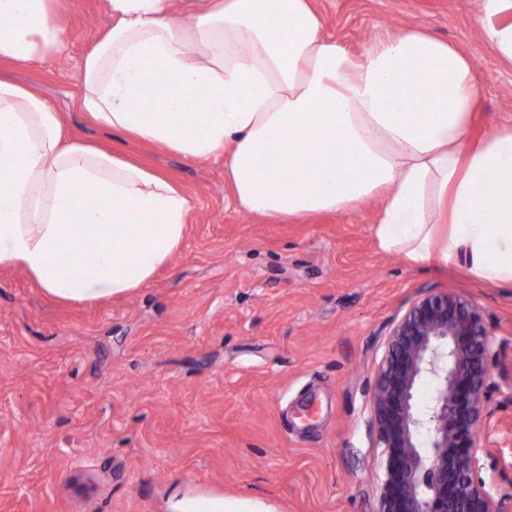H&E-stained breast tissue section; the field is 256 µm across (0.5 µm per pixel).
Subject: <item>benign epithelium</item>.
Listing matches in <instances>:
<instances>
[{
	"label": "benign epithelium",
	"mask_w": 512,
	"mask_h": 512,
	"mask_svg": "<svg viewBox=\"0 0 512 512\" xmlns=\"http://www.w3.org/2000/svg\"><path fill=\"white\" fill-rule=\"evenodd\" d=\"M493 328L479 305L422 288L393 324L368 391L369 428L386 456L377 512H512L481 476ZM431 402L417 403L424 379Z\"/></svg>",
	"instance_id": "1"
}]
</instances>
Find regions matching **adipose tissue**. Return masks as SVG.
Returning <instances> with one entry per match:
<instances>
[{
	"mask_svg": "<svg viewBox=\"0 0 512 512\" xmlns=\"http://www.w3.org/2000/svg\"><path fill=\"white\" fill-rule=\"evenodd\" d=\"M111 28L78 62L96 125L191 162L216 156L236 204L273 221L375 200L377 248L512 288V122L472 128L478 80L417 27L350 54L311 0H106ZM58 0H0V61L61 54ZM512 64V0H480ZM428 109L412 111L405 90ZM192 199L115 152L65 139L33 89L0 81V268L62 302L134 292L181 249Z\"/></svg>",
	"mask_w": 512,
	"mask_h": 512,
	"instance_id": "adipose-tissue-1",
	"label": "adipose tissue"
}]
</instances>
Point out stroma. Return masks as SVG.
I'll list each match as a JSON object with an SVG mask.
<instances>
[{"mask_svg":"<svg viewBox=\"0 0 512 512\" xmlns=\"http://www.w3.org/2000/svg\"><path fill=\"white\" fill-rule=\"evenodd\" d=\"M480 0H313L351 53L390 26L459 45L478 77L483 134L512 120V67L479 34ZM65 51L0 62L74 138L140 160L194 211L180 252L143 288L51 299L0 268V512H172L175 499L258 501L273 512H375L384 474L367 391L418 289L472 298L512 377V288L422 270L379 251L377 208L272 224L237 208L223 159L192 163L98 127L77 107L79 59L111 24L106 0H61ZM485 480L512 491V397L491 391ZM92 480L90 496L71 480Z\"/></svg>","mask_w":512,"mask_h":512,"instance_id":"1","label":"stroma"}]
</instances>
